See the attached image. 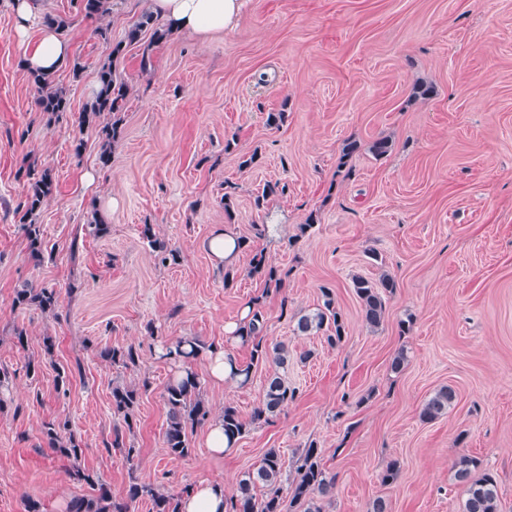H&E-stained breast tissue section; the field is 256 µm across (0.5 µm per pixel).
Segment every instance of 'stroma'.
<instances>
[{
    "label": "stroma",
    "instance_id": "35a3bbf8",
    "mask_svg": "<svg viewBox=\"0 0 512 512\" xmlns=\"http://www.w3.org/2000/svg\"><path fill=\"white\" fill-rule=\"evenodd\" d=\"M12 2L0 0V370L9 376L0 388V512H26L30 498L42 512H67L90 494L69 477L70 460L48 448L42 429L52 420L69 422L81 468L116 497L134 480L175 494L208 481L231 495L266 449H280L291 474L312 444L336 476L326 512H369L377 499L387 512H461L453 462L462 453L483 461L512 512V0H250L223 34L172 33L150 70L140 67L142 46L129 47L116 65L130 88L125 121L106 167L99 127L78 126L110 52L96 30L121 39L147 0H114L101 19L79 15L74 0H44L45 12L71 20L70 63L55 73L70 110L55 118L35 106ZM418 83L433 95L414 97ZM271 112L285 122L268 125ZM380 137L393 149L378 158L368 147ZM349 141L361 149L344 164ZM251 154L255 164L240 168ZM30 165L54 181L36 218L38 259L16 213ZM269 184L279 193L256 209ZM96 217L108 235H89ZM146 224L178 249L177 263L156 259ZM218 229L249 242L229 286L207 247ZM256 250L277 268L280 288L249 275ZM383 270L396 286L373 329L351 278ZM24 285L56 289L57 315L13 306ZM326 287L345 323L333 347L323 334L294 331L297 316L322 307ZM251 300L268 344L288 347L282 375L295 399L251 423L269 366H254L246 387L216 386L199 356L191 366L212 414L231 405L250 425L221 455L198 425L191 455L171 458L164 391L174 365L161 341L223 345ZM128 344L140 352L136 367L100 356ZM401 349L408 364L396 374L390 362ZM61 367L72 372L64 392ZM116 384L139 392L125 436L139 450L131 461L110 445ZM443 386L454 389L453 406L423 421V403ZM393 461L399 476L383 483Z\"/></svg>",
    "mask_w": 512,
    "mask_h": 512
}]
</instances>
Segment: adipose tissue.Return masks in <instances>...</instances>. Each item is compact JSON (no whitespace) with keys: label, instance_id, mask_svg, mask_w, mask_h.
I'll return each mask as SVG.
<instances>
[{"label":"adipose tissue","instance_id":"ef3b65f1","mask_svg":"<svg viewBox=\"0 0 512 512\" xmlns=\"http://www.w3.org/2000/svg\"><path fill=\"white\" fill-rule=\"evenodd\" d=\"M248 0H149L155 16L170 22L173 30L199 37L231 30L243 14ZM72 55L70 43L53 28L42 27L36 41L27 45L22 67L54 72Z\"/></svg>","mask_w":512,"mask_h":512}]
</instances>
